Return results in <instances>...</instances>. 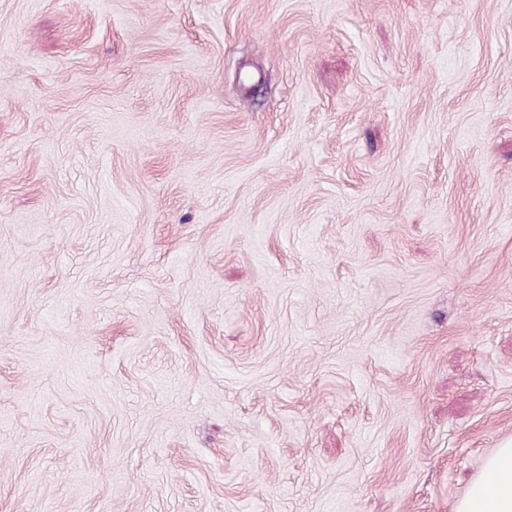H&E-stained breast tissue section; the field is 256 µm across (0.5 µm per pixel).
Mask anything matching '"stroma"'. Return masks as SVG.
Here are the masks:
<instances>
[{"mask_svg":"<svg viewBox=\"0 0 512 512\" xmlns=\"http://www.w3.org/2000/svg\"><path fill=\"white\" fill-rule=\"evenodd\" d=\"M512 440V0H0V512H455Z\"/></svg>","mask_w":512,"mask_h":512,"instance_id":"obj_1","label":"stroma"}]
</instances>
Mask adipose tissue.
<instances>
[{
  "label": "adipose tissue",
  "instance_id": "ef3b65f1",
  "mask_svg": "<svg viewBox=\"0 0 512 512\" xmlns=\"http://www.w3.org/2000/svg\"><path fill=\"white\" fill-rule=\"evenodd\" d=\"M456 512H512V441L486 459Z\"/></svg>",
  "mask_w": 512,
  "mask_h": 512
}]
</instances>
